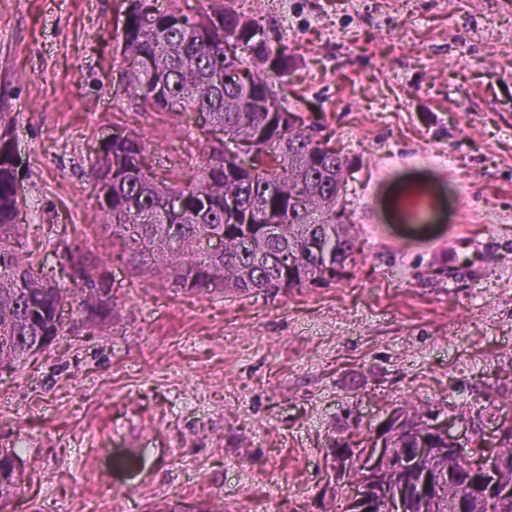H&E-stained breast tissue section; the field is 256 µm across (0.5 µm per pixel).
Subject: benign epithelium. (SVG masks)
<instances>
[{"label": "benign epithelium", "instance_id": "7a95c632", "mask_svg": "<svg viewBox=\"0 0 512 512\" xmlns=\"http://www.w3.org/2000/svg\"><path fill=\"white\" fill-rule=\"evenodd\" d=\"M455 426L450 418H429L415 448L394 447L383 428L364 447L342 454L349 471L362 472V477L354 479L346 512H408L412 499L421 502V512H466L465 494L444 498L442 488L461 485L469 470L478 476L477 484L469 486L471 492L498 501L512 500V483L502 478L503 472L512 468V460L493 452L475 459L468 456L453 433ZM431 434L447 438L449 447H429ZM445 455L458 460L464 469L430 466Z\"/></svg>", "mask_w": 512, "mask_h": 512}]
</instances>
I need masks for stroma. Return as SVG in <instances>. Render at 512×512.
<instances>
[{"instance_id":"obj_1","label":"stroma","mask_w":512,"mask_h":512,"mask_svg":"<svg viewBox=\"0 0 512 512\" xmlns=\"http://www.w3.org/2000/svg\"><path fill=\"white\" fill-rule=\"evenodd\" d=\"M117 0H0V112L15 119L22 246L105 264L112 321L72 298L64 335L0 371L10 512H344L334 448L407 403L464 415L466 448L512 416V0H222L294 67L274 92L348 165L356 249L321 288L204 296L138 276L98 228L90 177L123 117L159 179L191 180L206 137L127 91ZM436 196L424 224L393 208ZM434 207L433 193L411 186L401 188L393 200L394 210L409 224L425 222ZM18 459L20 457L16 455ZM16 457H0V511L7 512L24 476V467Z\"/></svg>"}]
</instances>
